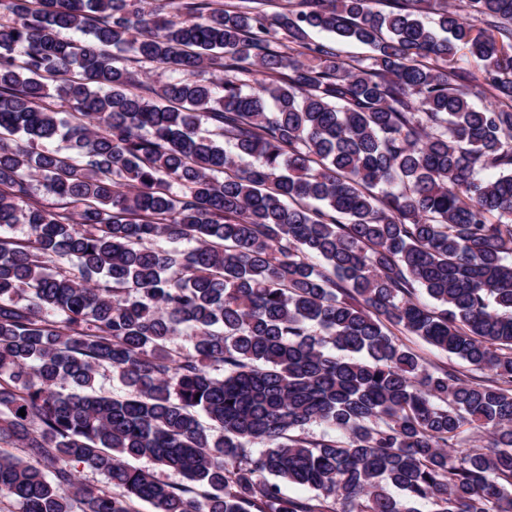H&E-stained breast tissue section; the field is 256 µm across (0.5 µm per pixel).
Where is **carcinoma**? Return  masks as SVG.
I'll use <instances>...</instances> for the list:
<instances>
[{
	"label": "carcinoma",
	"instance_id": "obj_1",
	"mask_svg": "<svg viewBox=\"0 0 512 512\" xmlns=\"http://www.w3.org/2000/svg\"><path fill=\"white\" fill-rule=\"evenodd\" d=\"M377 2L0 0L16 512H512V173L487 174L512 169V0ZM122 53L165 79L137 87ZM103 370L126 392L97 393ZM313 424L340 437L292 435ZM392 331L402 343L412 348L421 356L426 366L450 367L463 373H470L471 367L463 360L430 346L415 336L406 335L396 329H392Z\"/></svg>",
	"mask_w": 512,
	"mask_h": 512
}]
</instances>
